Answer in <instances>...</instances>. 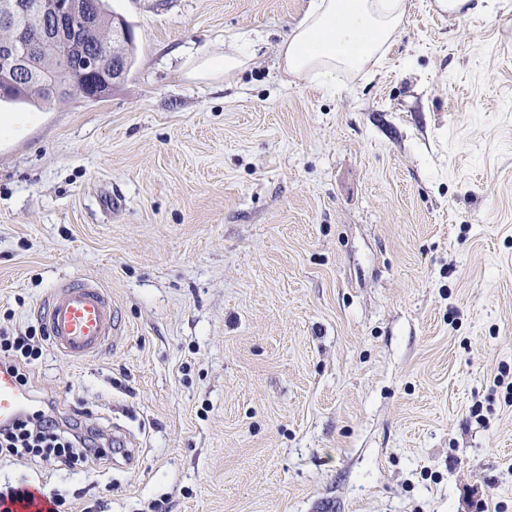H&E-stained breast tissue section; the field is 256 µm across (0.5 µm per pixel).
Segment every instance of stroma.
I'll list each match as a JSON object with an SVG mask.
<instances>
[{
	"label": "stroma",
	"mask_w": 512,
	"mask_h": 512,
	"mask_svg": "<svg viewBox=\"0 0 512 512\" xmlns=\"http://www.w3.org/2000/svg\"><path fill=\"white\" fill-rule=\"evenodd\" d=\"M307 3L110 0L137 51L106 98L0 106V330L100 283L117 335L44 346L27 388L137 444L0 459V485L61 512H512V0H407L332 89L275 64ZM239 32L246 69L186 77Z\"/></svg>",
	"instance_id": "35a3bbf8"
}]
</instances>
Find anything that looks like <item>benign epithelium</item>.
<instances>
[{
  "mask_svg": "<svg viewBox=\"0 0 512 512\" xmlns=\"http://www.w3.org/2000/svg\"><path fill=\"white\" fill-rule=\"evenodd\" d=\"M35 15L40 23L35 38H29L26 28L15 23L20 17ZM0 18L14 22L12 33L0 39V82L35 80L42 83L49 98L63 94V89L51 81L50 69L31 66L30 59H58L79 48L85 32L96 25L89 15L85 0H0ZM84 64L76 71L75 83L96 76L93 88L104 94L120 78L118 62L108 56L83 57Z\"/></svg>",
  "mask_w": 512,
  "mask_h": 512,
  "instance_id": "obj_1",
  "label": "benign epithelium"
}]
</instances>
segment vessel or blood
Masks as SVG:
<instances>
[{
    "label": "vessel or blood",
    "instance_id": "vessel-or-blood-1",
    "mask_svg": "<svg viewBox=\"0 0 512 512\" xmlns=\"http://www.w3.org/2000/svg\"><path fill=\"white\" fill-rule=\"evenodd\" d=\"M38 313L52 347L73 361L101 352L117 328L111 297L89 278L69 280L52 288ZM33 407L30 392L0 366V426L15 424Z\"/></svg>",
    "mask_w": 512,
    "mask_h": 512
}]
</instances>
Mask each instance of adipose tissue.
Here are the masks:
<instances>
[{"mask_svg":"<svg viewBox=\"0 0 512 512\" xmlns=\"http://www.w3.org/2000/svg\"><path fill=\"white\" fill-rule=\"evenodd\" d=\"M407 15L406 0H310L303 18L277 47L285 74L334 83L340 73L378 64L397 39ZM250 53L206 55L192 61L189 78L214 81L243 69Z\"/></svg>","mask_w":512,"mask_h":512,"instance_id":"ef3b65f1","label":"adipose tissue"}]
</instances>
